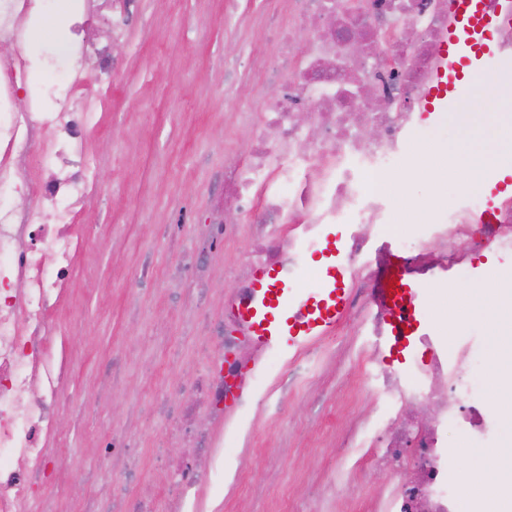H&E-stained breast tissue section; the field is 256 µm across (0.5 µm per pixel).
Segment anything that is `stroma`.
Segmentation results:
<instances>
[{
	"label": "stroma",
	"mask_w": 512,
	"mask_h": 512,
	"mask_svg": "<svg viewBox=\"0 0 512 512\" xmlns=\"http://www.w3.org/2000/svg\"><path fill=\"white\" fill-rule=\"evenodd\" d=\"M75 0H39L27 19V42H6L0 53L22 52L38 82L67 84L71 64L45 68L46 54L75 20ZM126 38L110 50L103 69H87L80 100L102 119L84 147L96 162L100 191L81 209L83 241L76 270L57 314L67 358L68 383L88 401L79 419L60 416L66 452L53 456L63 482H44L59 493L60 512H92L108 473L99 444L114 429L128 431L141 483L155 482L154 441L165 426L155 394L180 380L196 359V300L216 314L220 296L236 289L224 275L243 255V243L225 244L223 265L208 285L220 296L182 286L178 259L191 258L208 239L224 174V142L244 141L246 125H233L249 96L251 61L270 55L260 0H132ZM492 81L472 89L469 102L424 134L437 152H456L463 129H483L487 160L470 189L484 194L490 169L507 157L502 135L512 111L492 114ZM408 211L392 215L398 232L443 216L457 202L448 182L428 171L401 183ZM493 297L470 307L465 323L491 357L492 370L512 373V322L492 332L483 316ZM359 348L337 350L312 389L288 398L287 415L275 402L258 406L256 395L234 407L223 433L224 483L209 495L223 512H322L323 493L338 490L340 512H366L368 495L384 481L367 467L348 477L336 436L369 402L359 379ZM244 480H236L237 470Z\"/></svg>",
	"instance_id": "obj_1"
}]
</instances>
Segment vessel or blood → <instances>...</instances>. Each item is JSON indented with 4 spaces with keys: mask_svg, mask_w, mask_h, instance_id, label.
<instances>
[{
    "mask_svg": "<svg viewBox=\"0 0 512 512\" xmlns=\"http://www.w3.org/2000/svg\"><path fill=\"white\" fill-rule=\"evenodd\" d=\"M447 2L448 28L417 108L419 122L426 125L440 123L448 113L457 111L477 79L512 68V47L497 38L501 28L512 26V0ZM505 196H512V165L490 178L473 223H496L498 203ZM312 261V287H294L280 269L261 264L255 266L247 288L227 299L235 320L260 350L284 358L296 356L334 333L343 322L350 302L352 268L341 230L323 228ZM385 281L379 301L396 310L388 322L386 351L391 361L401 363L412 338L424 326L423 294L402 275L397 262H390Z\"/></svg>",
    "mask_w": 512,
    "mask_h": 512,
    "instance_id": "b4317fda",
    "label": "vessel or blood"
}]
</instances>
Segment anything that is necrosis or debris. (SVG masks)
<instances>
[{
	"mask_svg": "<svg viewBox=\"0 0 512 512\" xmlns=\"http://www.w3.org/2000/svg\"><path fill=\"white\" fill-rule=\"evenodd\" d=\"M269 14L288 20L269 33L276 52L258 59L264 81L284 92L275 104H258L246 141L224 147L226 219L210 229L211 252L222 242L243 241L240 262L228 266L238 288L244 267L273 261L290 280L306 283V257L326 224H346L345 248L353 270L347 320L369 329L368 411L338 442L373 449V465L387 476L368 512H486L481 497H464L461 451L449 447L456 429L472 448L491 447L499 425L511 417L488 409V394L473 380L479 351L466 336L443 344L433 330L418 336L423 356L387 365L381 342L386 318L377 292L387 257H396L422 288H450L474 277L472 260L485 252L512 256V199L498 221L475 224L483 205L458 185V205L415 234L393 232L390 200L378 178L401 166L424 139L415 126V104L436 62L448 26L444 0H265ZM31 80L21 54L0 56V188L31 194L18 211L0 203V512H33L50 457L47 438L60 412L78 417L87 399L64 388L52 352L55 311L69 282L81 241L75 221L94 192L84 138L97 123L92 109L71 103L75 76L47 109L42 97L13 109ZM48 127L39 178L22 169L32 136ZM377 131L363 138L365 128ZM203 370L156 395L165 411L166 436L188 448L185 461L166 472L165 506L151 494H105L97 512H197L187 493L224 481V458L215 436L246 390L264 386L256 373L258 348L241 335L228 312L216 334L205 336Z\"/></svg>",
	"mask_w": 512,
	"mask_h": 512,
	"instance_id": "1",
	"label": "necrosis or debris"
}]
</instances>
